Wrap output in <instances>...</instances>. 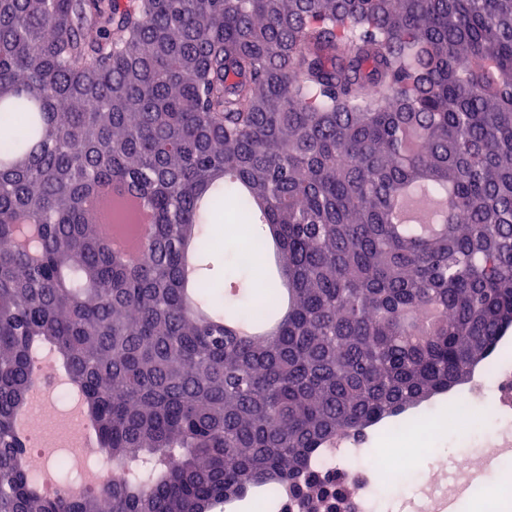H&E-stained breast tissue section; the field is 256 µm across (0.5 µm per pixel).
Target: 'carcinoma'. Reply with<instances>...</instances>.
Instances as JSON below:
<instances>
[{
    "instance_id": "1",
    "label": "carcinoma",
    "mask_w": 512,
    "mask_h": 512,
    "mask_svg": "<svg viewBox=\"0 0 512 512\" xmlns=\"http://www.w3.org/2000/svg\"><path fill=\"white\" fill-rule=\"evenodd\" d=\"M105 189L118 233L127 190L154 213L134 256ZM245 243L256 274L225 276ZM284 279L277 332L224 329ZM511 329L512 0H0V512H317L320 451ZM39 348L127 480L41 491Z\"/></svg>"
}]
</instances>
